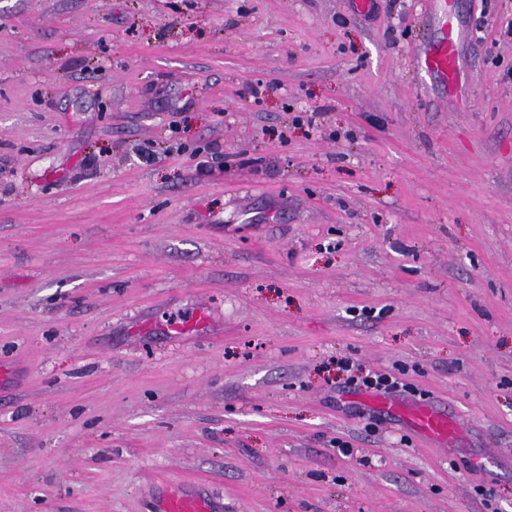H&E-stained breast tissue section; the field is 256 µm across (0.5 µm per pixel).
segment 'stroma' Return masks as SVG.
Segmentation results:
<instances>
[{"instance_id":"35a3bbf8","label":"stroma","mask_w":512,"mask_h":512,"mask_svg":"<svg viewBox=\"0 0 512 512\" xmlns=\"http://www.w3.org/2000/svg\"><path fill=\"white\" fill-rule=\"evenodd\" d=\"M385 2L0 0V512H512V0ZM421 66L442 81L448 82L457 67V44L451 30L445 29L439 42L425 54ZM387 408L402 411L411 425L421 434L440 441H448L455 432L454 423L446 414H442L427 406L407 407L401 402L385 401ZM155 512H221L222 508L193 483L171 486L161 482L151 488Z\"/></svg>"}]
</instances>
